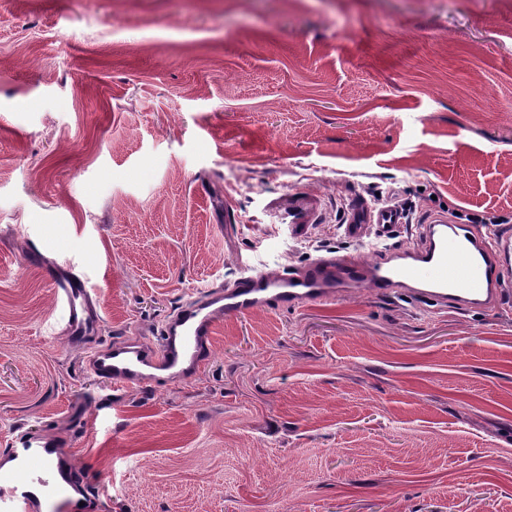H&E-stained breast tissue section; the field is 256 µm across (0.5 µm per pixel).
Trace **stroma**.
Segmentation results:
<instances>
[{
	"label": "stroma",
	"instance_id": "35a3bbf8",
	"mask_svg": "<svg viewBox=\"0 0 512 512\" xmlns=\"http://www.w3.org/2000/svg\"><path fill=\"white\" fill-rule=\"evenodd\" d=\"M322 198L276 230L272 203ZM512 225V0H0V449L64 440L96 512H512V292L362 287L226 316L190 381L87 369L195 290L358 256L354 200ZM41 252L27 262L29 246ZM321 197L312 192H292L288 195V205L278 208L275 213L279 224H288L292 232H297L303 224H317L321 215ZM57 307L64 313V331L73 340H96L100 326L85 270L75 265L53 267L48 271Z\"/></svg>",
	"mask_w": 512,
	"mask_h": 512
}]
</instances>
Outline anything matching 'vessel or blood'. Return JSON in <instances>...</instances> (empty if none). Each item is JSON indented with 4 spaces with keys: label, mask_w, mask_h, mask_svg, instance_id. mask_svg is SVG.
Returning a JSON list of instances; mask_svg holds the SVG:
<instances>
[{
    "label": "vessel or blood",
    "mask_w": 512,
    "mask_h": 512,
    "mask_svg": "<svg viewBox=\"0 0 512 512\" xmlns=\"http://www.w3.org/2000/svg\"><path fill=\"white\" fill-rule=\"evenodd\" d=\"M280 223L290 230L318 223L321 198L312 192H292L286 206L277 209ZM404 212L392 205L374 206L355 201L345 230L373 224L378 237L405 223ZM418 244L364 259L321 256L302 269L279 276L249 271L226 286L195 292L167 319L159 344L118 341L98 349L88 369L111 381L113 388H140L158 376L185 380L210 361L212 338L221 316H242L272 308H297L325 299L341 288L368 286L375 293L402 289L412 299L443 308L454 304L483 309L503 297L512 281V228L497 226L492 236L473 232L466 224L433 216L417 227ZM48 276L65 319L64 331L73 340H96L101 318L82 267L52 268ZM8 467H0V512H86L68 498L67 485L80 480L74 463L63 457L54 439L24 431L14 435L4 451Z\"/></svg>",
    "instance_id": "obj_1"
}]
</instances>
